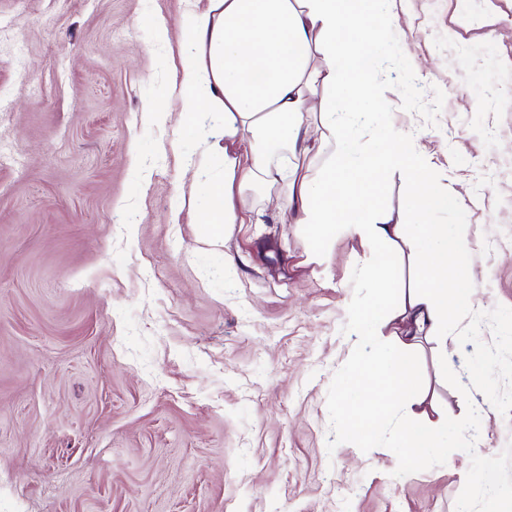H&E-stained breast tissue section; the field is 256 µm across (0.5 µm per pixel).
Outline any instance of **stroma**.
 Instances as JSON below:
<instances>
[{"mask_svg":"<svg viewBox=\"0 0 512 512\" xmlns=\"http://www.w3.org/2000/svg\"><path fill=\"white\" fill-rule=\"evenodd\" d=\"M200 0H0V512H512V0H385L360 135L431 157L474 288L428 395L463 426L416 468L341 433L374 291L344 229L310 262L305 225L205 241L202 131L178 125L181 21ZM155 105L168 119L148 121Z\"/></svg>","mask_w":512,"mask_h":512,"instance_id":"1","label":"stroma"}]
</instances>
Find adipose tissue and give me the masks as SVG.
<instances>
[{
  "label": "adipose tissue",
  "instance_id": "ef3b65f1",
  "mask_svg": "<svg viewBox=\"0 0 512 512\" xmlns=\"http://www.w3.org/2000/svg\"><path fill=\"white\" fill-rule=\"evenodd\" d=\"M384 24L379 0H207L181 24L190 54L180 74V122L195 126L206 112L224 117L223 130L200 144L201 158L224 163L198 217L212 244H223L225 225L272 222L268 212L238 209L236 197L248 191L312 225V262L325 261L340 225L359 242L380 244L378 256L362 262L376 300L351 312L357 342L377 354L356 367L338 418L343 433L370 444L396 412L414 413L398 436L411 462L444 447L455 422L424 410L410 355L432 342L437 365L447 369L458 342L450 327L474 291L448 284V259L462 251L458 235L444 224L392 222L383 205L387 176L401 169L417 176L407 207L447 209L450 197L427 178L428 155L399 132L381 129L367 142L359 136L369 63L380 50L367 35ZM314 120L323 159L307 175L301 164ZM393 307L403 328L385 347L379 328Z\"/></svg>",
  "mask_w": 512,
  "mask_h": 512
}]
</instances>
